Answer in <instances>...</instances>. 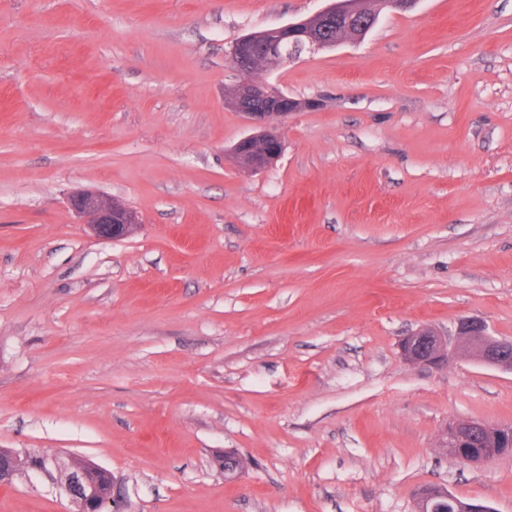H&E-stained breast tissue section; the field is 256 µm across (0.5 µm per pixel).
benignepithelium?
<instances>
[{"mask_svg":"<svg viewBox=\"0 0 512 512\" xmlns=\"http://www.w3.org/2000/svg\"><path fill=\"white\" fill-rule=\"evenodd\" d=\"M373 22V16L364 12L360 0H331L328 7L310 19L243 36L232 47L231 62L241 72L256 64L269 68L297 56L300 49L315 51L338 45L339 41L329 35L338 23L344 24L347 32L359 39ZM225 104L255 129L233 147L236 161L253 172L267 168L279 158L282 141L278 126L282 119L293 112L318 108L314 100L295 99L263 82L251 80L238 84ZM69 204L86 219L91 232L102 239L124 238L139 224L134 211L96 191L77 192L70 196ZM402 352L408 363L430 367L448 365L472 352L485 364L512 372V340L495 338L487 333L483 323L466 318L458 322L456 333L448 337L428 327L419 329L403 340ZM442 441L456 459L469 466H482L512 455V423L455 420L448 424ZM213 464L230 480L243 469V461L231 450L213 454ZM92 469L103 480L101 491L80 469L61 480L74 512H105L106 506L114 502L112 473L95 464ZM445 502L454 512H491V508L482 503H465L435 485L419 491L416 512H440Z\"/></svg>","mask_w":512,"mask_h":512,"instance_id":"1","label":"benign epithelium"}]
</instances>
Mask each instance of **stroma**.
<instances>
[{
    "mask_svg": "<svg viewBox=\"0 0 512 512\" xmlns=\"http://www.w3.org/2000/svg\"><path fill=\"white\" fill-rule=\"evenodd\" d=\"M326 5L0 0V448L95 462L120 512H414L425 485L512 512V455L441 445L512 423V373L399 349L463 318L512 339V0H416L258 72L321 105L246 171L230 49ZM86 189L133 233L95 237ZM71 208L86 219L91 232L102 239L118 240L139 224L137 214L96 191L84 190L70 196ZM442 441L457 460L469 466H482L502 456L512 455V423L455 420L448 424ZM213 464L220 473L228 475L230 480L236 478L244 467L243 461L231 450L213 454Z\"/></svg>",
    "mask_w": 512,
    "mask_h": 512,
    "instance_id": "1",
    "label": "stroma"
}]
</instances>
